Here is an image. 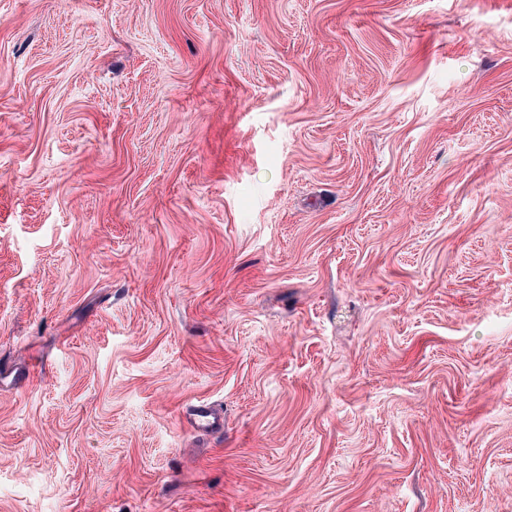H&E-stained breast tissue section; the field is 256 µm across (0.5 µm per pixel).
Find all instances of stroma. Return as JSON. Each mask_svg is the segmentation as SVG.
Here are the masks:
<instances>
[{
  "label": "stroma",
  "mask_w": 512,
  "mask_h": 512,
  "mask_svg": "<svg viewBox=\"0 0 512 512\" xmlns=\"http://www.w3.org/2000/svg\"><path fill=\"white\" fill-rule=\"evenodd\" d=\"M0 512H512V0H0ZM190 424L199 431L218 430L223 427V417L206 405H198L194 408Z\"/></svg>",
  "instance_id": "obj_1"
}]
</instances>
